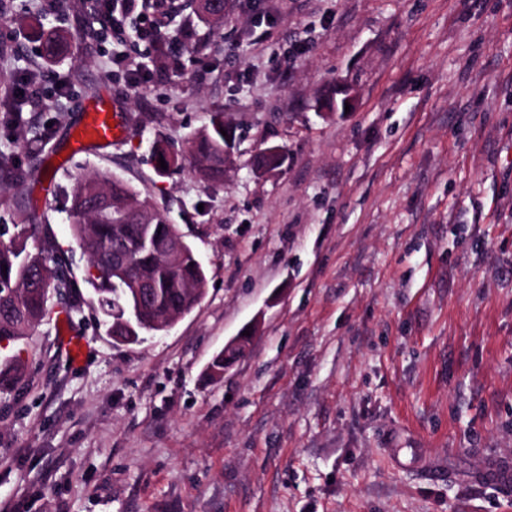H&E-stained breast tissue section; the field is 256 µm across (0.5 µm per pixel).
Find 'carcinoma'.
Returning <instances> with one entry per match:
<instances>
[{
  "instance_id": "carcinoma-1",
  "label": "carcinoma",
  "mask_w": 512,
  "mask_h": 512,
  "mask_svg": "<svg viewBox=\"0 0 512 512\" xmlns=\"http://www.w3.org/2000/svg\"><path fill=\"white\" fill-rule=\"evenodd\" d=\"M196 11L209 24L224 22V0ZM68 38L55 31L44 42L47 59L67 47ZM224 114L215 113L210 125L190 140L194 173L203 183L224 180ZM70 229L98 270L89 280L105 315L107 331L136 343L143 331H161L176 315H187L200 301L206 277L201 261L189 243L180 259L171 263L161 248L181 234L178 225L138 199L128 184L108 173L91 172L76 179L70 209ZM33 249H27L28 243ZM122 250L130 259L127 279L112 272V252ZM50 273L51 286L67 291L75 287L71 272L55 238L41 224H23L15 239L0 242V341L20 340L46 318L50 297L39 281ZM142 272L150 282L144 303H138L132 281ZM24 372L17 360L0 361V395L15 396L23 389Z\"/></svg>"
}]
</instances>
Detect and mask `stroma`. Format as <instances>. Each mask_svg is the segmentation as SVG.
<instances>
[{
    "label": "stroma",
    "instance_id": "1",
    "mask_svg": "<svg viewBox=\"0 0 512 512\" xmlns=\"http://www.w3.org/2000/svg\"><path fill=\"white\" fill-rule=\"evenodd\" d=\"M91 5L0 0V113L24 117L0 125V165L46 164L27 208L19 181L0 191V225H46L87 341L70 363L55 299L0 343L27 372L0 401V512H512L480 478L512 467V0H232L220 26L161 0L174 40L136 92L145 42L95 34ZM56 29L72 48L48 61ZM31 72L53 80L18 102ZM98 95L128 135L68 151ZM218 110L240 140L207 185L189 141ZM273 145L281 166L257 174ZM95 170L169 213L206 273L195 309L137 344L107 333L69 226Z\"/></svg>",
    "mask_w": 512,
    "mask_h": 512
}]
</instances>
